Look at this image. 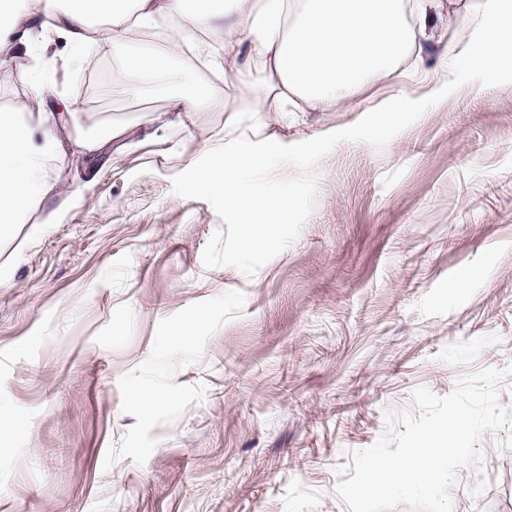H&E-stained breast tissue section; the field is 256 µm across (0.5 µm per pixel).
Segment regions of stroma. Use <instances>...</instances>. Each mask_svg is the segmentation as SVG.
<instances>
[{
    "instance_id": "stroma-1",
    "label": "stroma",
    "mask_w": 512,
    "mask_h": 512,
    "mask_svg": "<svg viewBox=\"0 0 512 512\" xmlns=\"http://www.w3.org/2000/svg\"><path fill=\"white\" fill-rule=\"evenodd\" d=\"M454 2L457 26L421 72L271 121L232 109L258 97L255 68L157 140L142 133L171 100L220 73L177 55L133 96L116 58L111 84L83 98L84 68L53 36L50 106L77 103L82 134L130 133L108 162L52 163L54 223L0 240V410L14 420L0 512H350L336 485L351 451L387 434L386 412L512 364V84L465 85L383 148L339 144L315 167L299 236L252 276L204 267L223 222L171 188L234 137L291 145L398 93L431 95L476 24L473 0ZM506 436L481 435L483 469L460 470L452 512H512Z\"/></svg>"
}]
</instances>
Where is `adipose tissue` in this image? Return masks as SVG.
Listing matches in <instances>:
<instances>
[{
  "label": "adipose tissue",
  "mask_w": 512,
  "mask_h": 512,
  "mask_svg": "<svg viewBox=\"0 0 512 512\" xmlns=\"http://www.w3.org/2000/svg\"><path fill=\"white\" fill-rule=\"evenodd\" d=\"M441 8L442 0H0V69L15 68L16 42L36 30L64 35L79 57L91 49L117 54L140 30L175 15L180 27L126 55L130 93H139L141 80L165 69L196 34L219 27L221 54L211 63L239 80L261 65L259 111L278 115L295 97L325 111L389 77L404 59L421 63L424 49L445 38L433 23ZM74 125L70 112L0 110V234L25 223L52 195L51 161L95 156L125 134L115 126L88 137Z\"/></svg>",
  "instance_id": "adipose-tissue-1"
}]
</instances>
